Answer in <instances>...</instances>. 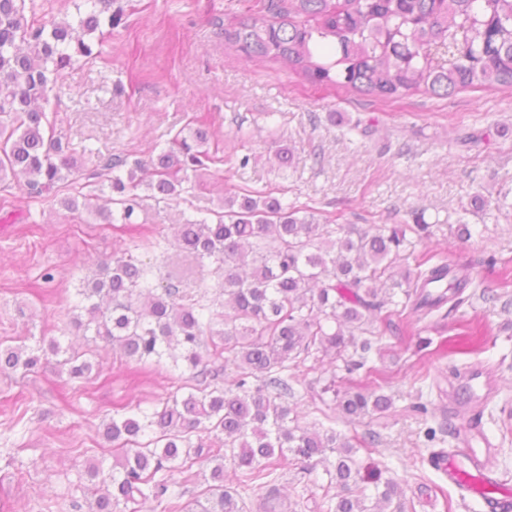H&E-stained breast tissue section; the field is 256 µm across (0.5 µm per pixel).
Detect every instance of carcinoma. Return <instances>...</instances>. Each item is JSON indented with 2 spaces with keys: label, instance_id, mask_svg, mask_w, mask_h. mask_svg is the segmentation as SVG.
I'll use <instances>...</instances> for the list:
<instances>
[{
  "label": "carcinoma",
  "instance_id": "obj_1",
  "mask_svg": "<svg viewBox=\"0 0 512 512\" xmlns=\"http://www.w3.org/2000/svg\"><path fill=\"white\" fill-rule=\"evenodd\" d=\"M26 0H0V181L13 177L18 189L36 198L60 188L69 210L80 207L103 224H136L137 211L151 200L164 202L186 191L188 172L213 160L204 150L212 133L204 124L190 136H176L168 149L129 163L116 158L96 173L112 193L119 213L93 209L82 192L84 173L63 153L45 101L76 58L93 54L91 35L120 20L112 0L100 9L49 25L25 13ZM279 20L251 14L224 29L225 46L263 64L269 60L325 89L345 88L381 102H398L420 92L436 96L478 86L512 89V0H292L278 8ZM426 224H393L371 233L331 224L270 193L224 198L213 218L187 219L175 242L189 259L177 274L158 278L133 250L152 251L147 239L134 249L99 261L77 289L79 303L67 314L85 334L102 339L126 359L159 362L169 356L191 371L188 392L173 395L151 411L116 413L104 424L113 444L109 471L97 462L87 475L94 483L89 512H125L182 496L193 481L194 458L213 463L211 484L184 512H247L237 490L224 485V459L242 483H259L260 512H281L277 470L296 466L305 473L323 466L336 485V512H405L403 491L393 478L372 475L371 490L355 459V445L332 426L385 418L390 396L362 384L322 387L311 382V399L331 410L328 427L299 424L294 407V371L319 354L341 358L351 376L367 366L370 337L379 336L402 313L427 316L462 302L470 274L463 268L420 260L416 271L402 266L410 235ZM224 270L218 287L224 303L208 299L199 278L194 292L183 288L193 269L205 263ZM217 337L221 349L207 350ZM237 368L229 386L207 382L210 357ZM40 355L23 347L0 348V369L31 371ZM82 377L92 364L72 352L61 362ZM332 393L326 400L325 394ZM215 440L214 447L192 437ZM181 479L170 482L167 473Z\"/></svg>",
  "mask_w": 512,
  "mask_h": 512
}]
</instances>
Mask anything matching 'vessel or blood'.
Here are the masks:
<instances>
[{
  "label": "vessel or blood",
  "mask_w": 512,
  "mask_h": 512,
  "mask_svg": "<svg viewBox=\"0 0 512 512\" xmlns=\"http://www.w3.org/2000/svg\"><path fill=\"white\" fill-rule=\"evenodd\" d=\"M495 445L482 426L464 422L454 448L438 453L433 463L450 485L482 498L486 512H512V487L491 465Z\"/></svg>",
  "instance_id": "b4317fda"
}]
</instances>
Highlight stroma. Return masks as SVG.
Instances as JSON below:
<instances>
[{
  "label": "stroma",
  "mask_w": 512,
  "mask_h": 512,
  "mask_svg": "<svg viewBox=\"0 0 512 512\" xmlns=\"http://www.w3.org/2000/svg\"><path fill=\"white\" fill-rule=\"evenodd\" d=\"M267 2L112 0L119 24L93 37V57L78 59L49 94L45 111L66 153L89 172L118 155L148 158L187 124L207 123L213 161L191 173L176 201L113 229L66 209L58 195L33 200L0 182V216L13 218L0 223V345L57 339L93 365L81 378L54 360L0 373V512H89L88 464L112 465L103 423L113 405L151 408L181 385L170 361L126 360L71 328L66 309L82 279L144 236L163 240L145 259L166 276L184 263L172 243L175 225L246 191L362 229L428 225L405 264L415 268L430 254L467 268L465 301L419 322L394 317L376 338L384 354L371 356L378 374L369 380L392 396V416L340 421L336 429L350 438L378 432L356 458L396 477L410 512H484L480 498L462 496L432 463L435 452L453 448L462 423L446 413V393H463L464 374L479 366L495 382L482 409L496 445L493 465L512 482V89L419 93L394 104L312 89L275 63L257 65L225 49V27ZM281 146L293 148L294 167L279 168ZM477 193L489 206L473 213ZM462 223L470 237L458 236ZM416 403L426 412L413 411ZM277 476L283 512H328L336 502L320 472L284 468Z\"/></svg>",
  "instance_id": "stroma-1"
}]
</instances>
